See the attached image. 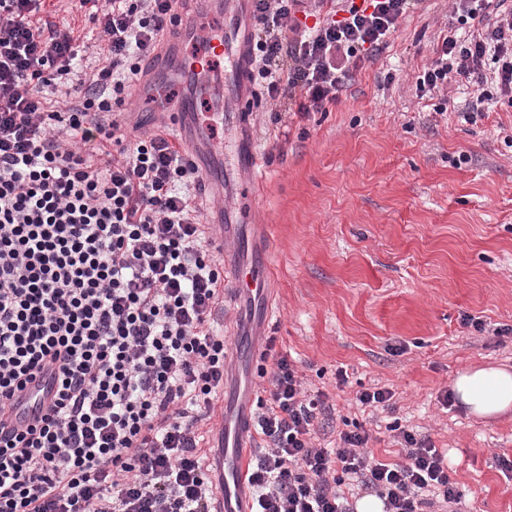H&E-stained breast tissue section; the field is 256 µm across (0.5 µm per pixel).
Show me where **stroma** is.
Returning a JSON list of instances; mask_svg holds the SVG:
<instances>
[{"label":"stroma","instance_id":"obj_1","mask_svg":"<svg viewBox=\"0 0 512 512\" xmlns=\"http://www.w3.org/2000/svg\"><path fill=\"white\" fill-rule=\"evenodd\" d=\"M105 3H45L81 35L89 64L101 43L91 15ZM450 12L449 0H421L327 111L276 121L263 102L243 117L227 106L214 219L226 263L267 258L272 314L262 320L250 297H228L219 319L229 348L260 351L274 338L307 387L326 394L332 421L317 444L335 447L356 422L376 458L400 462L390 432L400 424L447 449L466 512H512V474L497 465L512 458V413L482 420L440 401L460 370L512 362V108L485 105L469 123L472 84L444 98L415 91ZM248 148L264 161L256 192L237 161ZM374 387L393 391L390 407L356 403Z\"/></svg>","mask_w":512,"mask_h":512}]
</instances>
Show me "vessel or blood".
Listing matches in <instances>:
<instances>
[{"instance_id": "1", "label": "vessel or blood", "mask_w": 512, "mask_h": 512, "mask_svg": "<svg viewBox=\"0 0 512 512\" xmlns=\"http://www.w3.org/2000/svg\"><path fill=\"white\" fill-rule=\"evenodd\" d=\"M192 9L182 21L167 29L161 45L152 59L151 80H140L136 86L139 100L154 97L152 79H164L182 86L190 96L203 100L205 113L194 125H186L183 115L173 112L169 124L179 134V141L188 149L187 158L200 171L205 187H212L216 179L212 174L209 155L194 152L193 144L208 137L217 121L224 118V80L243 79L246 67L245 36L238 32H225L222 16L223 0H190ZM211 22L212 28L205 50L195 56L180 58L181 43L194 40L198 21ZM231 55V71L223 73L220 61ZM229 283L232 292L251 297L260 304L268 302V277L265 265L234 266L230 269ZM57 383L52 372H44L19 392L13 411L17 423L26 425L43 415L54 398ZM253 390L240 384L228 392L224 404L218 405L221 417L220 437L224 448L223 484L218 491V512H250L251 504L246 494L245 478L249 463L248 434L251 430V403Z\"/></svg>"}]
</instances>
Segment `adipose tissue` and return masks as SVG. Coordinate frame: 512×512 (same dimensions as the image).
<instances>
[{
	"label": "adipose tissue",
	"instance_id": "1",
	"mask_svg": "<svg viewBox=\"0 0 512 512\" xmlns=\"http://www.w3.org/2000/svg\"><path fill=\"white\" fill-rule=\"evenodd\" d=\"M457 404L470 416L492 420L512 411V368L470 367L453 383Z\"/></svg>",
	"mask_w": 512,
	"mask_h": 512
}]
</instances>
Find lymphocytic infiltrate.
I'll return each instance as SVG.
<instances>
[{"label":"lymphocytic infiltrate","instance_id":"f902f5d3","mask_svg":"<svg viewBox=\"0 0 512 512\" xmlns=\"http://www.w3.org/2000/svg\"><path fill=\"white\" fill-rule=\"evenodd\" d=\"M418 2L252 0L248 79L286 111H326ZM41 6L0 0V512H214L202 448L224 390V266L196 166L164 126L134 137L115 118L175 0H109L92 16L101 64L77 82L80 46L71 29L34 24ZM452 14L417 96L464 79L478 91L464 120L488 101L512 106V6L452 0ZM53 99L62 111L46 110ZM260 360L252 512H350L349 481L383 512H462L431 440L399 430L402 463L369 454L360 426L318 447L322 392L287 356ZM45 370L54 402L7 428L14 395Z\"/></svg>","mask_w":512,"mask_h":512}]
</instances>
